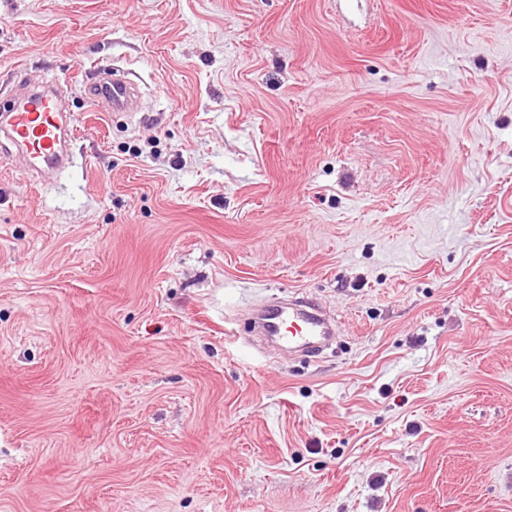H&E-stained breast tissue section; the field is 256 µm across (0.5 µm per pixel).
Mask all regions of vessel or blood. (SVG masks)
I'll list each match as a JSON object with an SVG mask.
<instances>
[{"mask_svg": "<svg viewBox=\"0 0 512 512\" xmlns=\"http://www.w3.org/2000/svg\"><path fill=\"white\" fill-rule=\"evenodd\" d=\"M88 98L99 112H128L138 102L135 85L124 76L101 75L88 88ZM77 134L76 119L60 111L57 98L49 93L18 88L12 105L0 124V135L22 147L28 170L39 176L62 171L71 162L70 146ZM261 335L285 339L288 345L314 350L334 334L330 321L313 304L290 302L271 306L257 315Z\"/></svg>", "mask_w": 512, "mask_h": 512, "instance_id": "obj_1", "label": "vessel or blood"}]
</instances>
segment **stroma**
<instances>
[{
  "label": "stroma",
  "instance_id": "35a3bbf8",
  "mask_svg": "<svg viewBox=\"0 0 512 512\" xmlns=\"http://www.w3.org/2000/svg\"><path fill=\"white\" fill-rule=\"evenodd\" d=\"M24 80L78 132L0 156V512H512V0H0ZM99 81L88 87V98L97 112H129L137 106L135 85L124 76L106 75L99 69ZM262 336H270L301 350H315L330 340L334 329L314 304L293 301L288 308L270 306L257 315ZM288 323L291 336H283ZM291 328V329H290Z\"/></svg>",
  "mask_w": 512,
  "mask_h": 512
}]
</instances>
